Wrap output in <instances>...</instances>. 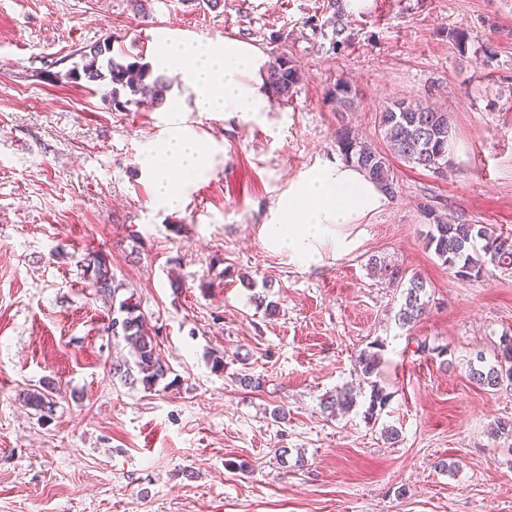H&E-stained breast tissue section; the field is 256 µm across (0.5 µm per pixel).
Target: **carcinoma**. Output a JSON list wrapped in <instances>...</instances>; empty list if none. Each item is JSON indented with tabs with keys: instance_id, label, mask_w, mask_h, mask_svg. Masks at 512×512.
Here are the masks:
<instances>
[{
	"instance_id": "carcinoma-1",
	"label": "carcinoma",
	"mask_w": 512,
	"mask_h": 512,
	"mask_svg": "<svg viewBox=\"0 0 512 512\" xmlns=\"http://www.w3.org/2000/svg\"><path fill=\"white\" fill-rule=\"evenodd\" d=\"M66 77L81 78L89 82L105 81L111 86L115 109L125 110L138 100H149L158 105L164 103L169 89L165 78L153 71L152 65L142 57L130 61L128 55L114 49L112 42L104 39L80 50V64L67 71ZM303 79L301 69L286 55L281 54L268 61L265 70V86L269 93L281 99L293 97ZM130 98L121 100V94ZM378 127L386 144L382 151L372 143L352 134L350 128L336 130V146L346 163L359 169L375 183L387 197L398 196L399 185L392 170L391 159L438 170L448 163V143L451 126L448 113L422 105L418 101L401 100L382 107L377 113ZM425 245L453 276L463 271L468 279L481 278L490 268L507 269L512 266V237L497 232L491 224H455L436 222L429 225ZM380 271L389 280L403 286L402 302L396 313L398 324L411 326L425 316L429 300L426 283L413 275L406 277L395 266L380 265ZM84 274L91 287L104 297L116 299L112 271L107 258L99 252L88 254ZM120 316L112 318V335L120 336L129 346V358L112 366V374L131 384L139 383L151 390L171 373L158 350V342L146 325L145 315L138 306L126 298L118 303ZM362 381L371 387L364 419L375 421L389 404L390 394L372 377L377 375L381 354L362 352L357 360ZM471 381L482 388L495 390L512 382V337H504L498 345L495 363L470 367ZM54 387L29 395V405L38 412H45L54 404ZM358 393L350 386L336 390L325 398L323 410L330 413L349 411L357 405Z\"/></svg>"
}]
</instances>
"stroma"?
I'll return each instance as SVG.
<instances>
[{
	"label": "stroma",
	"instance_id": "1",
	"mask_svg": "<svg viewBox=\"0 0 512 512\" xmlns=\"http://www.w3.org/2000/svg\"><path fill=\"white\" fill-rule=\"evenodd\" d=\"M108 36L170 78L162 105L118 112L109 86L63 79ZM184 40L287 55L303 81L263 112L197 111L163 56ZM339 83L351 107L331 101ZM400 99L448 113L447 166L393 160L400 192L348 225L349 254L327 242L306 268L269 250L260 229L289 182L339 161L341 125L383 147L376 115ZM178 128L208 166L170 210L149 170ZM436 218L512 236V0H0V512H512V436L488 433L512 421V389L469 378L512 335V268L453 278L425 247ZM94 251L175 386L111 375L128 348L83 275ZM375 260L425 281L421 322L398 325ZM377 339L379 420L324 412ZM50 384L42 415L26 397Z\"/></svg>",
	"mask_w": 512,
	"mask_h": 512
}]
</instances>
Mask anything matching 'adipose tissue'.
I'll return each mask as SVG.
<instances>
[{
    "label": "adipose tissue",
    "instance_id": "obj_1",
    "mask_svg": "<svg viewBox=\"0 0 512 512\" xmlns=\"http://www.w3.org/2000/svg\"><path fill=\"white\" fill-rule=\"evenodd\" d=\"M173 64L185 67L188 85L198 111L258 112L264 99L248 76L258 68L255 57L240 43L176 42L168 45ZM207 157L195 136L176 131L153 159L154 193L157 202L175 207L178 188L168 177L172 168L193 178L204 172ZM385 197L377 186L349 164H328L316 171L300 173L282 196L268 224L261 229L264 244L304 267L318 264L320 246L331 242L336 254L357 246L346 228L378 209Z\"/></svg>",
    "mask_w": 512,
    "mask_h": 512
}]
</instances>
